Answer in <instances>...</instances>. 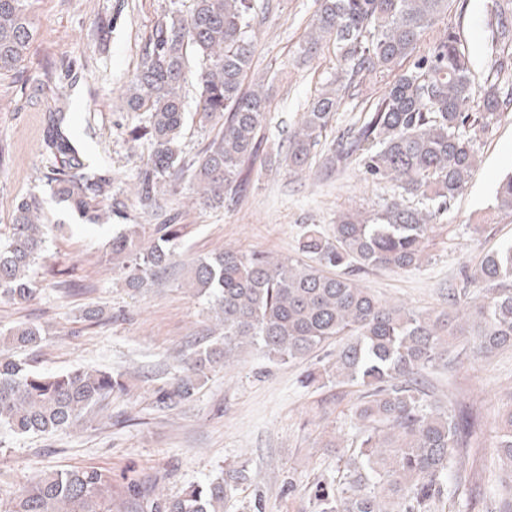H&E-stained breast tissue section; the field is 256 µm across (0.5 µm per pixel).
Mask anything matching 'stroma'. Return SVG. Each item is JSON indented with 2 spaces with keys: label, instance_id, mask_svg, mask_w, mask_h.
<instances>
[{
  "label": "stroma",
  "instance_id": "obj_1",
  "mask_svg": "<svg viewBox=\"0 0 512 512\" xmlns=\"http://www.w3.org/2000/svg\"><path fill=\"white\" fill-rule=\"evenodd\" d=\"M190 8L191 0H31L34 40L18 70L0 77V233L8 232L17 201L30 196L39 200L48 232V249L32 271L37 295L22 305L0 302V327L32 322L48 328L46 344L32 356L42 371L112 367L129 375L128 391L112 395L78 426L43 436L0 434V512L40 474L74 466L108 471L118 491L137 485L136 512H150L154 499L176 497L231 467L245 477L224 512H249L254 503L260 512H309L311 486L336 474V452L327 443L335 433H350L360 393L302 383L335 354V345L285 364L243 353L213 372L190 400L159 405L157 386L172 380L181 353L209 334L206 298L186 287L179 270L142 293L123 288L109 246L119 225L88 224L47 185L45 105L62 95L94 160L111 172L116 187L131 186L148 152L125 140L138 117L121 110V96L153 27ZM316 9V0H273L265 20L252 28L254 73L274 79L268 139L248 164L237 204H200L186 179L168 193L169 214L190 227L181 259L225 248L292 257L307 225L331 229L339 213L370 211L393 196L392 185L365 181L355 169L295 175L267 162L280 142L279 127L295 117L293 103L310 98L334 72L336 57L327 47L310 66L295 65ZM511 172L512 115L481 143L478 165L437 231L428 262L359 272L358 284L417 311L447 309L448 289L463 271L512 242L511 216L472 227L474 214L492 203ZM88 307L105 309V318L82 319ZM428 380L450 409L467 410L477 422L462 462L482 498L472 505L463 494H449L446 512H492L497 420L512 406V349L489 357L450 351Z\"/></svg>",
  "mask_w": 512,
  "mask_h": 512
}]
</instances>
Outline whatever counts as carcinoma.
I'll list each match as a JSON object with an SVG mask.
<instances>
[{"label": "carcinoma", "mask_w": 512, "mask_h": 512, "mask_svg": "<svg viewBox=\"0 0 512 512\" xmlns=\"http://www.w3.org/2000/svg\"><path fill=\"white\" fill-rule=\"evenodd\" d=\"M470 0H318L298 64L318 50L336 51V72L306 100L287 150L275 161L295 174L319 163L338 173L358 166L364 179L391 183L398 196L380 209L348 210L330 231L308 227L299 257L273 259L226 248L199 256L186 283L209 300L220 327L211 343L182 355L181 371L156 390L168 405L193 398L212 371L252 349L272 363L302 359L332 341L336 354L323 375L359 387L349 440L336 437V479L316 483L310 512H444L450 482L462 480L461 417L420 381L448 358L457 337L481 355L512 348V243L484 255L448 293L449 310L417 312L383 301L352 278L355 271L421 265L440 221L478 164L482 138L512 112V0H484L483 64L466 45ZM269 10L255 0H193L189 13L158 23L142 47L121 108L144 117L126 134L149 148L131 194L143 210L164 208L161 197L189 176L201 203L220 207L255 158L270 111L267 85L246 82L254 44L248 29ZM455 21L443 23L448 15ZM35 33L29 0H0V76L17 69ZM200 121L220 122L197 156H183L184 89L189 59ZM384 83L373 96L367 81ZM365 101L357 117L321 153L323 132L340 105ZM44 151L54 197L86 221L104 226L128 219L108 170L90 160L73 132L70 113L47 103ZM512 213V174L497 188L489 224ZM187 224H127L112 236V269L125 287L141 291L176 267ZM46 251L40 203L21 199L10 232L0 238V301L22 304L38 290L29 271ZM49 332L19 323L0 332V430L16 436L50 434L77 425L115 392L125 373L74 369L50 374L16 357L38 349ZM499 468L512 482V406L499 423ZM241 472L193 485L155 505L154 512H224ZM7 512H121L112 478L95 467L45 473L30 482Z\"/></svg>", "instance_id": "cac0c4a2"}]
</instances>
